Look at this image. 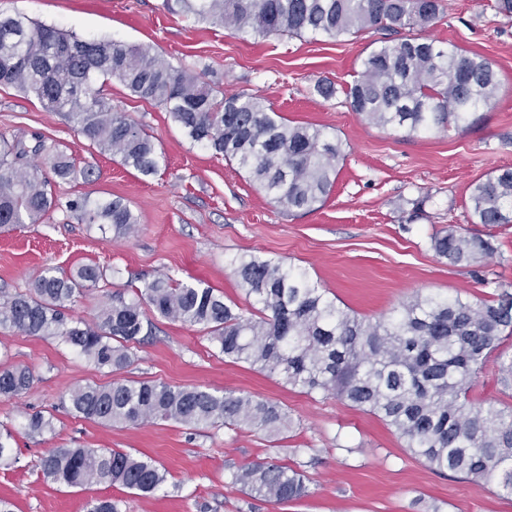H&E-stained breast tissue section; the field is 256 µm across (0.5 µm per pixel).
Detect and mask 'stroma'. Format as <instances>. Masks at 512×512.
I'll list each match as a JSON object with an SVG mask.
<instances>
[{"label":"stroma","mask_w":512,"mask_h":512,"mask_svg":"<svg viewBox=\"0 0 512 512\" xmlns=\"http://www.w3.org/2000/svg\"><path fill=\"white\" fill-rule=\"evenodd\" d=\"M441 4L426 37L489 59L498 100L472 114L466 129L409 135L366 124L345 102L367 35L262 39L195 22L168 11L164 0H0V15L20 13L86 39L152 46L174 68L204 73L227 95H260L285 123L322 129L344 150L323 205L291 214L236 162L192 143L165 109L134 98L118 80L108 82L105 94L161 149L156 174L141 175L96 152L36 99L0 86V136L29 144L42 139L77 167L94 169L88 182L53 180L60 206L41 223L0 230V298L25 290L45 269L61 276L96 264L106 268L107 281L74 299L73 317L93 321L112 293L132 295L163 274L202 281L241 305L245 292L234 262L250 253L304 269L338 307L370 321L394 316L417 294L475 303L497 289L512 290V224L474 223L468 208L472 182L512 167V18L496 13L494 0ZM320 80L334 84L331 99L315 92ZM85 196L123 199L138 219L135 236L118 238L81 221L68 204ZM417 198L425 205L416 216ZM451 225L489 239L492 256L471 266L438 258L431 237ZM148 320L150 338L133 348L118 376L272 401L288 413V432L274 440L245 426L192 430L173 421L136 426L81 418L70 410V391L117 375L57 338L0 329V368L26 366L35 377L20 398L0 399V430L13 432L17 452L16 461L0 466V499L13 512H86L96 497L112 498L121 512H512V497L495 485L430 469L377 415L225 358L200 328L155 314ZM34 412L50 418L52 430L28 436L23 423ZM51 448L128 451L153 459L168 480L152 495L118 484L60 486L39 468ZM270 459L306 463L308 496L273 505L231 484L236 467Z\"/></svg>","instance_id":"obj_1"}]
</instances>
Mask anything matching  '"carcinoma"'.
Masks as SVG:
<instances>
[{"label": "carcinoma", "instance_id": "1", "mask_svg": "<svg viewBox=\"0 0 512 512\" xmlns=\"http://www.w3.org/2000/svg\"><path fill=\"white\" fill-rule=\"evenodd\" d=\"M180 10L233 33L258 37L343 38L369 30L407 34L382 40L361 61L346 103L362 120L413 135L462 128L472 113L495 103L492 62L454 45L437 46L418 35L432 26L440 0H175ZM117 79L132 96L160 106L195 144L236 161L281 209L313 211L329 196L342 142L318 128L289 125L260 97H217L201 77L173 68L148 45L116 39L87 40L73 32L33 23L23 16L0 18V86H13L48 112L73 124L88 146L119 157L125 167L154 174L161 153L152 137L127 115L112 109L103 86ZM42 158L38 164L24 159ZM49 166L60 180L82 178L45 142L0 141V228L37 224L57 206ZM470 205L476 223L512 224V168L474 181ZM69 208L88 224H107L117 236L137 233V218L119 199ZM435 254L450 265H476L494 247L453 228L431 238ZM235 274L258 305L246 316L224 295L200 283L159 276L127 299L118 293L88 324L65 310L83 289L107 281V270L87 265L70 275L50 270L27 291L0 302V328L28 336H52L100 368L120 371L141 342L147 306L159 316L198 326L224 356L245 362L307 393L337 398L382 418L440 473L460 472L494 484L512 496V405L478 403L474 376L512 339V292L486 302L460 296H415L388 320L365 321L339 308L306 271L283 261L242 256ZM34 382L26 367L0 369V397L13 398ZM75 415L104 423L139 425L172 420L189 427L246 426L278 437L288 432V414L275 403L200 387L176 388L161 381L114 380L70 392ZM29 433L52 429L36 412L26 417ZM43 477L67 487L119 484L152 494L167 477L151 459L118 449L53 448L41 458ZM231 484L279 505L308 495L303 464L262 461L230 473ZM86 512H120L108 498L90 501Z\"/></svg>", "mask_w": 512, "mask_h": 512}]
</instances>
